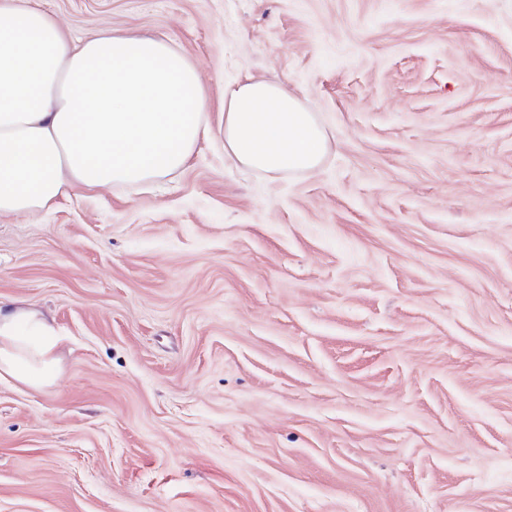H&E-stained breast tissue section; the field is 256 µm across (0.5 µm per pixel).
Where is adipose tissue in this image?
<instances>
[{
  "instance_id": "obj_1",
  "label": "adipose tissue",
  "mask_w": 512,
  "mask_h": 512,
  "mask_svg": "<svg viewBox=\"0 0 512 512\" xmlns=\"http://www.w3.org/2000/svg\"><path fill=\"white\" fill-rule=\"evenodd\" d=\"M205 91L170 39L132 31L74 40L32 0H0V217L35 214L77 189L137 186L188 164L207 132ZM224 151L270 178L317 169L330 137L281 84L224 92ZM52 318L0 300V382H54Z\"/></svg>"
}]
</instances>
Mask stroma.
I'll list each match as a JSON object with an SVG mask.
<instances>
[{"instance_id": "35a3bbf8", "label": "stroma", "mask_w": 512, "mask_h": 512, "mask_svg": "<svg viewBox=\"0 0 512 512\" xmlns=\"http://www.w3.org/2000/svg\"><path fill=\"white\" fill-rule=\"evenodd\" d=\"M175 41L210 132L179 173L0 217V299L62 372L0 382V512H512V0H37ZM333 137L272 180L224 89ZM224 152L271 179L317 169L330 137L314 112L281 84L247 78L224 91Z\"/></svg>"}]
</instances>
